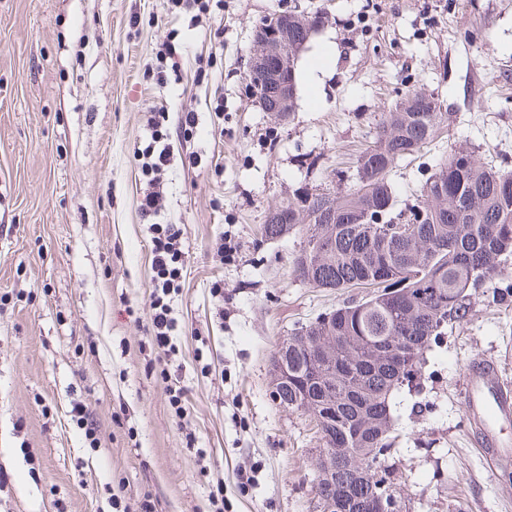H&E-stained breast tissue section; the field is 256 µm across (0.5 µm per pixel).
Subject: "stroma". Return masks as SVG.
I'll return each instance as SVG.
<instances>
[{"instance_id": "obj_1", "label": "stroma", "mask_w": 512, "mask_h": 512, "mask_svg": "<svg viewBox=\"0 0 512 512\" xmlns=\"http://www.w3.org/2000/svg\"><path fill=\"white\" fill-rule=\"evenodd\" d=\"M291 8L325 22L283 120L252 101L245 73L256 23ZM170 39L177 55L159 60ZM414 88L448 120L391 170L396 211L452 148L512 171V0H221L195 21L167 0H0V512H113L114 490L126 512L147 500L208 512L219 484L224 512H312L321 443L308 415L273 401L271 357L369 291L303 284L300 233L267 239L261 226L296 190L346 192L381 116ZM154 111L171 155L160 220L179 225L184 252L168 359L150 343L139 209ZM479 356L512 382V267L432 345L420 386L391 401L402 512H512L496 493L512 465L490 473L460 405Z\"/></svg>"}]
</instances>
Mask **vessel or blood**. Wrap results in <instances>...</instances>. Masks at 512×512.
I'll use <instances>...</instances> for the list:
<instances>
[{"label":"vessel or blood","mask_w":512,"mask_h":512,"mask_svg":"<svg viewBox=\"0 0 512 512\" xmlns=\"http://www.w3.org/2000/svg\"><path fill=\"white\" fill-rule=\"evenodd\" d=\"M459 387L478 455L494 469L511 463L512 447L501 439L500 432L512 423V386L504 382L498 363L473 360L464 370Z\"/></svg>","instance_id":"vessel-or-blood-1"}]
</instances>
